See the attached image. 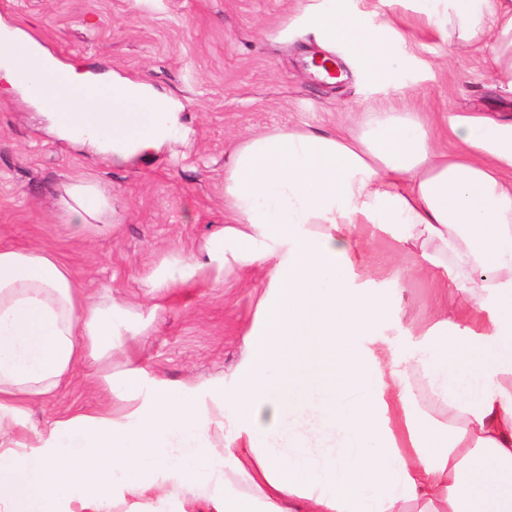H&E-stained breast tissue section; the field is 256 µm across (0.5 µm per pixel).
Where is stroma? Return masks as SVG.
Listing matches in <instances>:
<instances>
[{
  "label": "stroma",
  "mask_w": 512,
  "mask_h": 512,
  "mask_svg": "<svg viewBox=\"0 0 512 512\" xmlns=\"http://www.w3.org/2000/svg\"><path fill=\"white\" fill-rule=\"evenodd\" d=\"M377 23L390 18L400 58L387 78L369 71L348 42L335 57L346 74L319 79L309 58L323 36L303 0H0V19L45 49L104 77L150 83L178 101L180 132L160 150L118 164L49 133L42 111L6 92L0 78V246L58 256L91 296L145 303L143 277L175 251L196 250L223 223L224 167L244 138L277 127L345 135L383 108L422 113L436 148L455 150L444 118L512 121V74L499 71L483 43L445 41L418 0H343ZM93 182L112 205V233L72 231L57 204L64 186ZM362 259L351 275L390 306L377 335L405 357L410 337L439 316L468 325L461 296L449 294L419 254L400 250L383 228L361 224ZM264 281L254 267L224 282L172 289L163 310L130 351L170 381L230 377L244 354ZM105 406L97 377L78 367L72 383L32 404L25 434L62 416Z\"/></svg>",
  "instance_id": "stroma-1"
}]
</instances>
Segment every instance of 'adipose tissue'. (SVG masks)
<instances>
[{
    "instance_id": "1",
    "label": "adipose tissue",
    "mask_w": 512,
    "mask_h": 512,
    "mask_svg": "<svg viewBox=\"0 0 512 512\" xmlns=\"http://www.w3.org/2000/svg\"><path fill=\"white\" fill-rule=\"evenodd\" d=\"M420 2L444 40H486L512 72V0ZM313 12L316 30L391 72V22L336 0ZM0 36L29 51L0 60L19 94L42 101L66 74L69 107L51 113L60 137L128 160L178 127L148 84L101 81L1 20ZM447 124L453 153L433 151L410 112L372 113L356 137L280 128L245 139L224 170L228 221L149 272L154 302L136 310L83 297L52 253L0 247V512H59L62 501L66 512H512V124ZM58 203L75 233L112 228L91 184L66 186ZM360 224L419 245L472 325L443 321L400 361L364 345L388 305L350 283ZM256 265L266 281L230 379L174 384L128 360L100 376L111 409L15 433L76 364L97 366L142 335L170 289ZM411 370L456 425L416 414Z\"/></svg>"
}]
</instances>
